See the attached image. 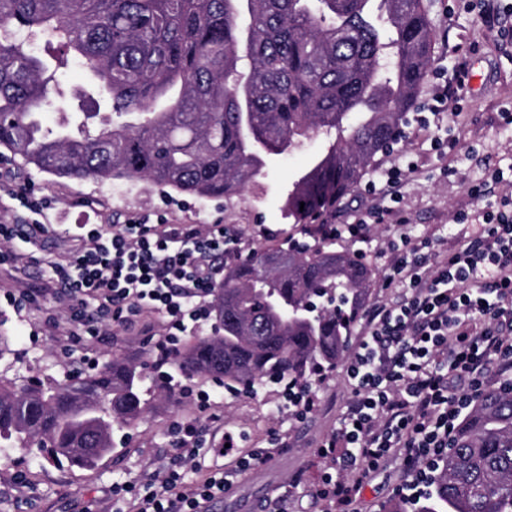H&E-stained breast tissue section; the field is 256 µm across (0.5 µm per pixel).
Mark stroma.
Wrapping results in <instances>:
<instances>
[{
  "mask_svg": "<svg viewBox=\"0 0 512 512\" xmlns=\"http://www.w3.org/2000/svg\"><path fill=\"white\" fill-rule=\"evenodd\" d=\"M429 3L435 31L431 63L454 66L453 47L469 49L468 93L459 104L449 105L442 121L411 129L402 144L378 155L371 168L415 167V174L401 176L393 197L384 204L405 218L404 229L410 235L435 234L433 246L443 253L458 242V229L453 224L456 214H466L469 223L476 226L483 222L484 203L469 194V186L486 180L493 169L512 167V124L503 118L504 111L512 110V46L502 45L483 21L484 13L490 11L499 15L501 23L512 25V0H469L453 9L448 0ZM59 79L70 97L62 107L46 111L45 122L50 126L61 112L93 109L92 103L80 104L75 99L86 83L80 62L68 61ZM438 137L456 140L457 145L451 151L437 152L433 141ZM323 147L322 137L314 134L296 152L269 156L253 182L229 201L167 193L137 178L109 183L59 179L25 169L0 148V189L32 186L48 201L47 214L52 222L62 227L61 232L35 244L21 237L12 241L13 249L35 257L25 285L39 288L46 283L51 274L48 260L71 245L65 226L123 224L154 211L166 213L174 224L218 222L254 236L261 225L277 224L284 234L275 243L287 245L298 227L282 209L284 197ZM392 239V228L377 224L365 244H336L337 249L353 255L364 252L363 262L371 272L369 301L373 304L391 302L401 295L400 289L385 284V258L391 253ZM45 317L42 310L19 312L0 307V334L12 339L10 352L0 358V379L20 383L32 376L58 378L76 371L87 374L119 356L143 369L149 385L157 386L160 398L136 424L115 432L112 453L94 467L52 465L19 450L6 452L0 458V512H109L113 486L139 483L145 473L168 465L169 428L177 419H195L206 428L200 460L211 469L222 464L213 451L221 447L225 432L239 437L245 452L267 446L272 432L287 437L289 448L283 455L238 477L223 499L209 503V512H250L261 501L275 500L282 485L297 472L302 473L303 482L290 490L284 512H322L324 503L313 491L321 485L329 464L318 456L317 448L353 397L344 363H337L315 384L316 408L299 422L278 412L272 385L255 394L234 396L217 387L210 377L178 374L173 384H158L159 373L153 367L157 323H149L144 332L96 336L66 350ZM185 385L210 392L209 407L200 408L183 398L181 388ZM408 480L402 459H387L364 480L355 512H384L387 505L400 502Z\"/></svg>",
  "mask_w": 512,
  "mask_h": 512,
  "instance_id": "35a3bbf8",
  "label": "stroma"
}]
</instances>
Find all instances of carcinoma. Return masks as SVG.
<instances>
[{
    "label": "carcinoma",
    "mask_w": 512,
    "mask_h": 512,
    "mask_svg": "<svg viewBox=\"0 0 512 512\" xmlns=\"http://www.w3.org/2000/svg\"><path fill=\"white\" fill-rule=\"evenodd\" d=\"M20 30L53 35L110 113L53 127L64 95ZM427 0H0V147L63 179L143 178L199 197L238 196L270 155L328 138L284 205L319 217L365 176L406 122L431 62ZM371 272L321 243L269 248L224 267L221 332L172 360L185 375L253 391L336 367ZM151 406L138 367L0 380V447L93 467L114 426ZM434 465L425 512H512V395L488 390Z\"/></svg>",
    "instance_id": "carcinoma-1"
}]
</instances>
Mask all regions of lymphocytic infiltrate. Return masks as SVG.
<instances>
[{
  "label": "lymphocytic infiltrate",
  "mask_w": 512,
  "mask_h": 512,
  "mask_svg": "<svg viewBox=\"0 0 512 512\" xmlns=\"http://www.w3.org/2000/svg\"><path fill=\"white\" fill-rule=\"evenodd\" d=\"M453 70H436L417 107V122L447 111L466 93L467 53ZM490 181L469 193L485 203L476 236L449 255L427 253V240L401 234V248L387 264V285L405 289L394 307L367 311L362 339L346 363L355 397L336 431L318 448L332 461L319 489L330 512H351L364 478L395 449L415 483L448 451L462 415L486 387L490 374L512 382V203L488 202ZM71 248L51 260L52 288L68 299L64 318L52 326L64 341L99 335L101 328L130 327L158 317L159 365L177 354L182 337L208 321L209 298L220 263L242 252L236 234L221 224H172L149 214L125 224H81ZM171 464L140 486L112 490V512H206L234 480L283 452L270 447L236 453L232 468L189 482L184 466L199 469L200 430L191 420L169 429Z\"/></svg>",
  "instance_id": "1"
}]
</instances>
